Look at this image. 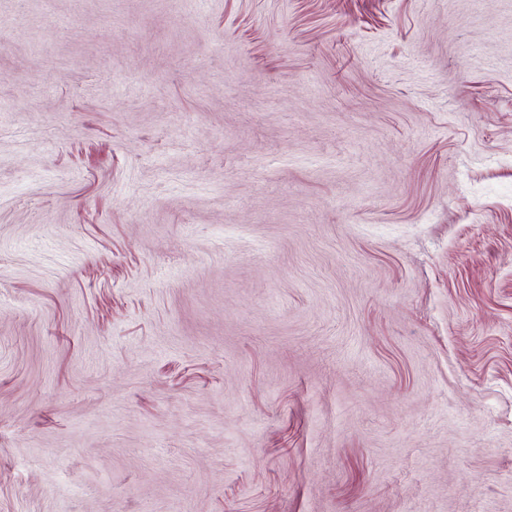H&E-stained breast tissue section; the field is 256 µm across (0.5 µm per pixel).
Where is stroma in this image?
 <instances>
[{"label":"stroma","mask_w":512,"mask_h":512,"mask_svg":"<svg viewBox=\"0 0 512 512\" xmlns=\"http://www.w3.org/2000/svg\"><path fill=\"white\" fill-rule=\"evenodd\" d=\"M0 512H512V0H0Z\"/></svg>","instance_id":"1"}]
</instances>
